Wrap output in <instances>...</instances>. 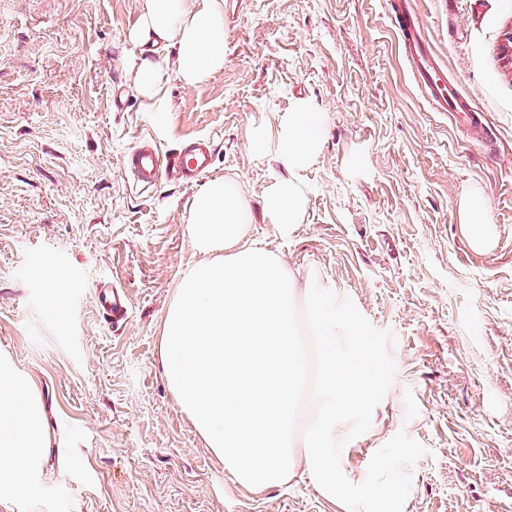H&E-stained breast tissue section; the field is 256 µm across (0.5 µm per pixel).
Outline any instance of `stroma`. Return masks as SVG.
<instances>
[{
	"mask_svg": "<svg viewBox=\"0 0 512 512\" xmlns=\"http://www.w3.org/2000/svg\"><path fill=\"white\" fill-rule=\"evenodd\" d=\"M414 7L490 142L432 109L388 0H224V69L192 89L163 73L162 134L126 73L140 0H0V354L56 438L0 512H349L302 470L261 494L234 485L178 410L160 336L202 259L195 189L172 175L135 189L123 157L143 138L169 155L207 139L208 177L239 183L252 238L389 332L394 380L340 458L352 483L402 432L426 449L403 512H512V0ZM300 99L325 115L322 147L283 237L261 204L284 169L247 144L276 138ZM472 193L490 203L481 246L461 214ZM64 273L59 313L48 285ZM103 281L129 296L121 328L96 307Z\"/></svg>",
	"mask_w": 512,
	"mask_h": 512,
	"instance_id": "1",
	"label": "stroma"
}]
</instances>
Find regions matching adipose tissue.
Returning <instances> with one entry per match:
<instances>
[{"label": "adipose tissue", "mask_w": 512, "mask_h": 512, "mask_svg": "<svg viewBox=\"0 0 512 512\" xmlns=\"http://www.w3.org/2000/svg\"><path fill=\"white\" fill-rule=\"evenodd\" d=\"M128 73L146 101L151 120L165 131L171 107L160 84L172 70L184 87L194 88L224 68V0H141L137 23L127 33ZM322 113L297 101L280 121L276 140L256 133L252 154L273 153L286 169L263 198V210L280 235H288L304 209L295 178L322 145ZM49 435L41 398L32 380L0 357V498H23L44 465Z\"/></svg>", "instance_id": "ef3b65f1"}]
</instances>
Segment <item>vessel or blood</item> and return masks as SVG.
I'll return each instance as SVG.
<instances>
[{
    "mask_svg": "<svg viewBox=\"0 0 512 512\" xmlns=\"http://www.w3.org/2000/svg\"><path fill=\"white\" fill-rule=\"evenodd\" d=\"M391 14L405 48L410 72L416 83L426 92L437 111L448 113L455 124L470 135H480L486 129V118L457 85L449 80L425 33V28L413 0H389ZM212 155L203 144H195L171 156L161 155L156 145L141 141L129 151L123 166L137 184L153 186L163 170H171L186 183H195L209 171ZM96 304L101 314L112 324L125 322L129 305L121 288L103 282L96 288Z\"/></svg>",
    "mask_w": 512,
    "mask_h": 512,
    "instance_id": "obj_1",
    "label": "vessel or blood"
}]
</instances>
